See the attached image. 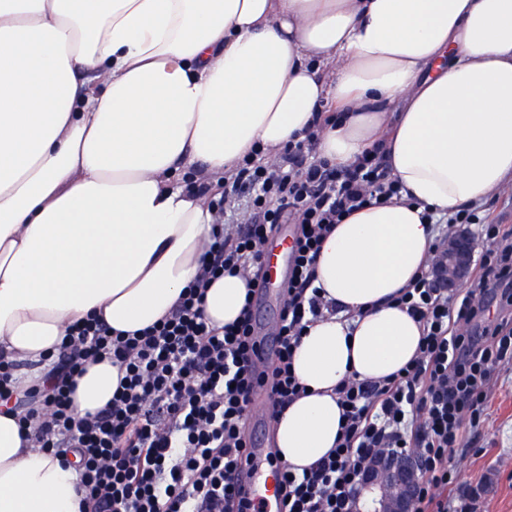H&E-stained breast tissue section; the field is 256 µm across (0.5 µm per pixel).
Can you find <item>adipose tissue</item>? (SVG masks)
<instances>
[{
  "label": "adipose tissue",
  "mask_w": 512,
  "mask_h": 512,
  "mask_svg": "<svg viewBox=\"0 0 512 512\" xmlns=\"http://www.w3.org/2000/svg\"><path fill=\"white\" fill-rule=\"evenodd\" d=\"M336 118L319 154L339 167L384 144L406 197L353 212L325 240L316 281L339 314L293 356L306 396L275 434L302 471L336 446L335 390L396 374L422 329L392 297L426 266L423 211L449 214L512 184V0H0V361L39 387L68 329L96 314L133 332L164 318L211 239L207 200L239 161ZM244 278L202 302L233 322ZM111 361L74 406L111 400ZM74 466L32 447L0 399V512H79Z\"/></svg>",
  "instance_id": "obj_1"
}]
</instances>
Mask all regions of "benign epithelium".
I'll use <instances>...</instances> for the list:
<instances>
[{
  "label": "benign epithelium",
  "instance_id": "obj_1",
  "mask_svg": "<svg viewBox=\"0 0 512 512\" xmlns=\"http://www.w3.org/2000/svg\"><path fill=\"white\" fill-rule=\"evenodd\" d=\"M473 234L459 230L448 238L438 259L440 283L452 293L466 279L474 260ZM422 477L413 453L379 454L377 464L363 477L359 512H412Z\"/></svg>",
  "mask_w": 512,
  "mask_h": 512
}]
</instances>
